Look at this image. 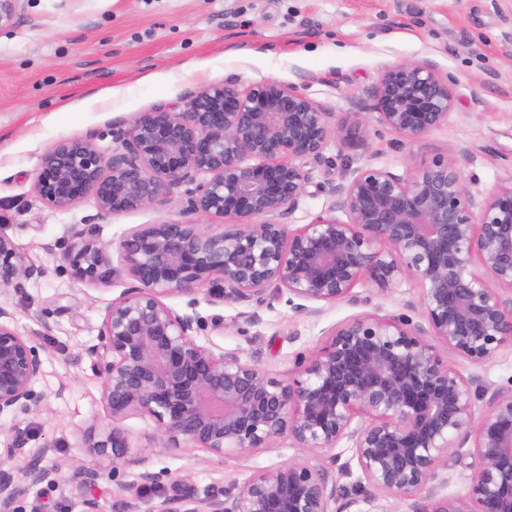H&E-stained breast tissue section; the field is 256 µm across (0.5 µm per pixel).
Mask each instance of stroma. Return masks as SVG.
<instances>
[{"instance_id": "stroma-1", "label": "stroma", "mask_w": 512, "mask_h": 512, "mask_svg": "<svg viewBox=\"0 0 512 512\" xmlns=\"http://www.w3.org/2000/svg\"><path fill=\"white\" fill-rule=\"evenodd\" d=\"M408 60L431 63L447 78L456 99L451 123L412 144H400L374 121L365 140L330 141L325 162L309 166L299 208L285 218L294 225L327 209L330 188L362 165L403 175L463 152L464 174L476 177L479 189L512 179V0H21L13 24L0 28V235L15 244L31 274L19 289L0 294V306L42 359L38 405L24 418L32 429L29 451L9 467L17 472L35 461L44 477L28 488L19 512H85L91 497L97 512H124L129 503L161 512L165 498L234 493L254 473L306 457L285 437L224 458L179 449L151 458L149 469L158 475L151 489L141 487L138 467L116 476L94 468L82 434L111 420L90 351L107 306L134 285L117 244L141 225L178 219L185 197L178 191L165 203L118 216L102 214L90 197L57 210L34 188L41 156L71 138L93 139L111 153L114 128L159 107L182 106L192 93L227 80L244 88L264 80L295 86L345 120L372 112L371 91L384 70ZM90 227L107 244L113 270L94 285L73 278L59 246L70 229ZM370 292L360 282L355 300L312 314L284 294L214 305L202 290L196 312L205 328L198 340L293 383L301 378L299 359L345 319L379 309L421 323L415 280L362 304ZM457 366L479 386L512 388V341L481 365ZM48 442L55 452L36 458L35 449ZM313 463L348 488L338 502L342 512H367L353 492L365 478L349 441ZM92 468L94 480H79Z\"/></svg>"}]
</instances>
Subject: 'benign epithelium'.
Segmentation results:
<instances>
[{"instance_id": "1", "label": "benign epithelium", "mask_w": 512, "mask_h": 512, "mask_svg": "<svg viewBox=\"0 0 512 512\" xmlns=\"http://www.w3.org/2000/svg\"><path fill=\"white\" fill-rule=\"evenodd\" d=\"M371 95L379 124L414 143L449 124L456 102L427 62L386 69ZM292 85L275 80L243 89L210 85L181 111L159 109L112 133V154L87 139H67L40 160L35 190L65 210L86 197L119 215L167 201L183 189L181 218L123 236L122 262L137 285L107 306L93 369L112 425L89 429L83 448L112 474L138 465L144 487L152 455L200 449L215 457L269 448L288 436L318 457L347 439L369 485L383 497H409L434 483L449 462L472 459L467 495L437 496L422 512H512V390H497L481 411L473 379L443 358L436 343L473 365L512 337V179L489 191L465 179L457 155L396 175L363 166L331 189L329 209L294 229L280 218L306 194L309 161L333 139L363 137L369 118L333 120ZM346 219H341L337 213ZM205 217L224 224L212 230ZM72 276L107 280L108 245L95 229L60 243ZM30 274L12 241L0 236V288ZM413 279L427 327L406 315L363 314L334 325L323 345L298 363L305 379L269 377L232 352L199 342L193 313L201 287L212 303L263 301L274 288L293 299L334 304L365 280L380 295ZM186 298L185 312L165 299ZM0 306V512H18L37 463L20 474L4 464L26 453L18 420L36 406L38 349ZM156 422L154 444L127 456L120 426L131 413ZM336 487L308 461L255 474L231 497L169 498L161 512H334Z\"/></svg>"}]
</instances>
